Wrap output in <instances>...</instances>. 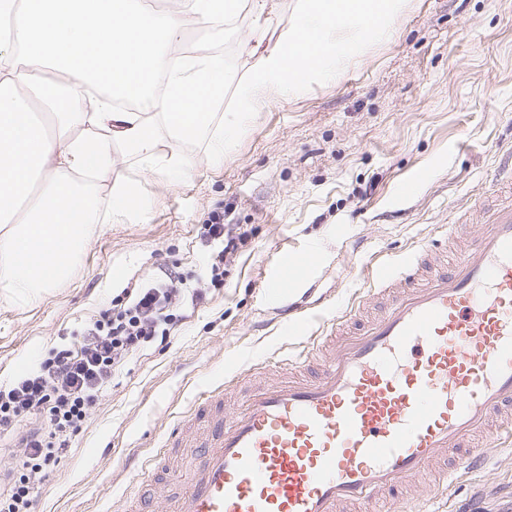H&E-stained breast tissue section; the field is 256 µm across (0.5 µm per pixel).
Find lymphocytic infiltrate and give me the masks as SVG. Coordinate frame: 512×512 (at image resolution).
I'll list each match as a JSON object with an SVG mask.
<instances>
[{"mask_svg":"<svg viewBox=\"0 0 512 512\" xmlns=\"http://www.w3.org/2000/svg\"><path fill=\"white\" fill-rule=\"evenodd\" d=\"M201 237L210 248L205 286L191 284L176 268H162L123 288L121 303L91 318L77 344L51 348L37 368L0 388V439L20 450L0 481V512H32L35 488L67 454L113 377L145 348L167 347L189 317L187 303L202 300L203 287H222L224 262L238 253L243 237L217 221L202 225Z\"/></svg>","mask_w":512,"mask_h":512,"instance_id":"obj_1","label":"lymphocytic infiltrate"}]
</instances>
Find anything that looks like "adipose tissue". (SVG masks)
<instances>
[{
  "instance_id": "obj_1",
  "label": "adipose tissue",
  "mask_w": 512,
  "mask_h": 512,
  "mask_svg": "<svg viewBox=\"0 0 512 512\" xmlns=\"http://www.w3.org/2000/svg\"><path fill=\"white\" fill-rule=\"evenodd\" d=\"M252 16L251 65L224 129L213 125L227 72L213 56L173 57L178 15L138 0H0V288L27 303L70 276L104 218L93 180L115 148L147 172L182 170L160 144L204 139L230 152L269 94L296 97L387 40L410 0H183L213 25Z\"/></svg>"
}]
</instances>
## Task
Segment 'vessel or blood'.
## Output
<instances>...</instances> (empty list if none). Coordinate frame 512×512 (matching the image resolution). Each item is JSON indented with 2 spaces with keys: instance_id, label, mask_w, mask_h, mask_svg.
<instances>
[{
  "instance_id": "obj_1",
  "label": "vessel or blood",
  "mask_w": 512,
  "mask_h": 512,
  "mask_svg": "<svg viewBox=\"0 0 512 512\" xmlns=\"http://www.w3.org/2000/svg\"><path fill=\"white\" fill-rule=\"evenodd\" d=\"M465 245L449 266L440 246L371 268L358 304L336 315L325 336L277 362L278 377L255 385L224 411V390L198 396L201 443L173 428L146 468L174 449L173 512H339L372 504L425 472L442 453L474 473L512 446V196L482 211L474 233L448 227ZM303 255L282 265L264 290L285 294ZM391 290L384 314L351 331L376 291ZM292 332L312 316L289 303ZM320 360L313 380L291 379Z\"/></svg>"
}]
</instances>
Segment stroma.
<instances>
[{"label": "stroma", "mask_w": 512, "mask_h": 512, "mask_svg": "<svg viewBox=\"0 0 512 512\" xmlns=\"http://www.w3.org/2000/svg\"><path fill=\"white\" fill-rule=\"evenodd\" d=\"M249 13L229 25L184 31L197 55L223 58L222 124L250 70ZM512 149V0H412L389 40L372 45L335 78L301 96L272 97L216 160L204 141L173 145L183 172L140 175L116 151L111 181L93 186L107 205L112 183L140 180L143 216L97 225L69 278L28 305L0 288V385L47 351L76 342L83 323L161 263L200 272L202 224L223 218L246 244L165 349L148 347L114 378L68 457L37 491V512H109L151 501L171 512L175 487L141 473L143 456L178 423L194 397L216 384L232 404L274 377L276 360L299 351L264 293L286 253L312 255L296 298L323 317L344 311L363 267L475 223L474 201L500 198L488 180ZM411 192H404V185ZM125 269L123 279L113 266ZM442 512H512V450L464 476Z\"/></svg>", "instance_id": "35a3bbf8"}]
</instances>
